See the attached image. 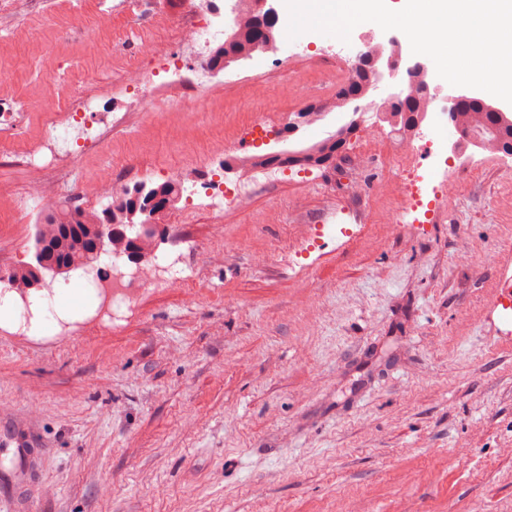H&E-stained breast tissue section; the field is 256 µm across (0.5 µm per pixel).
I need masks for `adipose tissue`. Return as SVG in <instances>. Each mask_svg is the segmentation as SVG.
Segmentation results:
<instances>
[{
    "mask_svg": "<svg viewBox=\"0 0 512 512\" xmlns=\"http://www.w3.org/2000/svg\"><path fill=\"white\" fill-rule=\"evenodd\" d=\"M95 306L91 288L83 284H63L52 291L34 296L28 333L34 337H52L59 333L60 323L79 317Z\"/></svg>",
    "mask_w": 512,
    "mask_h": 512,
    "instance_id": "1",
    "label": "adipose tissue"
}]
</instances>
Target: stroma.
<instances>
[{"label": "stroma", "mask_w": 512, "mask_h": 512, "mask_svg": "<svg viewBox=\"0 0 512 512\" xmlns=\"http://www.w3.org/2000/svg\"><path fill=\"white\" fill-rule=\"evenodd\" d=\"M122 2L87 15L78 0H20L0 30V100L29 103L26 139L83 69L104 141L40 177L0 156L2 270L33 259L42 213L17 204L38 184L99 212L106 178L160 181L158 160L215 129L248 155L247 115L277 132L335 96L330 76L379 35L306 34L274 66L230 63L192 123L119 121L140 32L117 43L100 19ZM363 139L258 187L247 208L167 224L159 249L185 254L188 279L145 290L120 319L81 316L41 339L0 327V415L30 420L40 442L0 512H512V308L498 288L512 277V157L462 166L456 198L417 224L405 174L367 168ZM339 218L350 234L298 260L311 227Z\"/></svg>", "instance_id": "obj_1"}]
</instances>
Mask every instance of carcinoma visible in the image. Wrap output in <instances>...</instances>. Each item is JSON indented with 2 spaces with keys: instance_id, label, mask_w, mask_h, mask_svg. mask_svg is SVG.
<instances>
[{
  "instance_id": "1",
  "label": "carcinoma",
  "mask_w": 512,
  "mask_h": 512,
  "mask_svg": "<svg viewBox=\"0 0 512 512\" xmlns=\"http://www.w3.org/2000/svg\"><path fill=\"white\" fill-rule=\"evenodd\" d=\"M232 24L239 35L232 41L224 43L213 56V60L224 62V57H229V61L234 62L241 59H247L253 53L259 51L258 42H263L270 46L276 43L277 31L275 26H269L262 30L258 29L254 20L242 22L238 17L232 18ZM376 74L372 67L360 66L356 78L349 81V87L352 92H359L365 84L375 80ZM430 94L417 91L411 111L403 112L399 109H388L383 116L397 117L402 125L410 127L417 125L415 117L427 115L429 111ZM470 115L479 116V129L484 131L481 141H493L497 147L506 150H512V113L505 114L501 112L489 111V104H471L463 112L458 113V117H467ZM333 150L331 143L324 139L305 149L297 151V157L288 162V166L300 167H320L324 165L329 153ZM146 194L151 197H157L168 203V206H175L179 198V189L177 185L169 180L164 182H148L145 185ZM134 187L128 185L125 187L122 196L112 200L105 207L101 214L88 215L81 211L71 210L65 212L49 213L44 223L38 225L35 235V253H40L45 247H52L56 254V267L52 270L47 269L41 263L27 262L18 265L10 271L0 275V280L12 282L18 281L26 291L38 290L40 288H49L51 284L46 280V274L52 273V276L68 274L74 270L85 268L99 258L90 250L91 243L98 237L100 225L109 222L119 224L123 227L131 225L137 221L132 216L134 210L133 203ZM157 235L145 234L142 232L131 233L127 238H119L116 243L120 245L122 253L134 249L139 256L146 258L148 253L144 250V244L156 245Z\"/></svg>"
}]
</instances>
